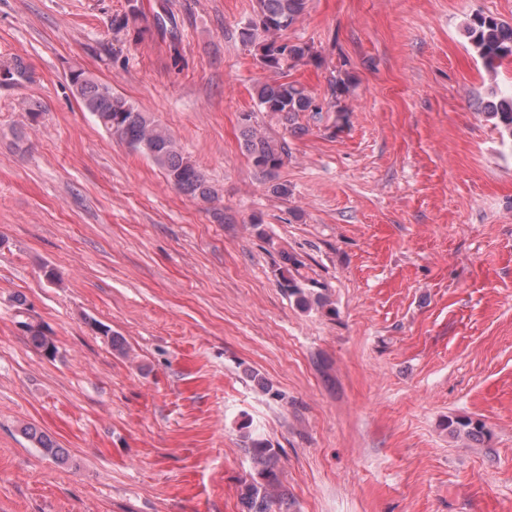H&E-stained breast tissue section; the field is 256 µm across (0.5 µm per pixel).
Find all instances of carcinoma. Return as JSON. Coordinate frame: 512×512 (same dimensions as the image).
<instances>
[{"label":"carcinoma","mask_w":512,"mask_h":512,"mask_svg":"<svg viewBox=\"0 0 512 512\" xmlns=\"http://www.w3.org/2000/svg\"><path fill=\"white\" fill-rule=\"evenodd\" d=\"M308 0H256L254 16L242 29L244 41L257 46V62L260 68L280 74V80L261 83L256 87L257 107L261 112L275 115L291 122L302 112L316 115L324 107L336 106V99L347 92V83L339 79L333 86L332 101L319 104L299 83L288 79L291 63L308 59L315 60L311 48L305 44L282 41L283 32L293 25L306 11ZM142 11L139 0H127V10L112 17V28L117 31L136 28ZM464 36L473 47L483 66L489 73L496 72L502 61L512 58V27L491 15L477 13L464 26ZM31 80L28 66L16 58L0 65V83L21 85ZM71 85L85 111L91 113L97 123L109 134L125 142L132 150L146 156L159 167L166 179L181 193L203 201L215 198L216 190L198 167L185 156L174 136L147 113L140 111L131 102L112 93V88L99 82L83 71L70 78ZM495 100L489 102L487 115L495 120L502 140L512 141V86L497 91ZM243 146L254 168L262 174L273 176L288 157L285 143L263 132L255 125L253 115L242 120ZM305 263L297 255L283 252L280 262L275 264L278 285L295 298L303 309L315 308L331 314L326 294L317 290V282L304 275ZM48 329L39 323L27 329L30 344L50 355L57 352L56 345L49 344ZM449 433L480 440L487 435L485 424L468 416L447 419ZM245 452L255 463V469L241 481L239 495L247 512H271L276 501L285 499L276 463L278 451L271 441L251 423L239 425ZM22 434L41 451L56 462L65 464L68 457L52 438L33 426L22 428Z\"/></svg>","instance_id":"1"}]
</instances>
